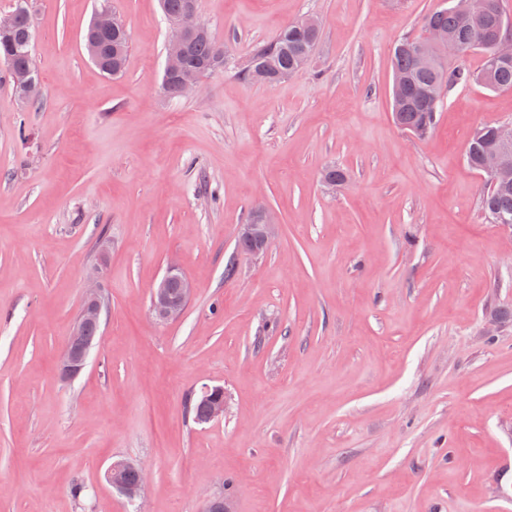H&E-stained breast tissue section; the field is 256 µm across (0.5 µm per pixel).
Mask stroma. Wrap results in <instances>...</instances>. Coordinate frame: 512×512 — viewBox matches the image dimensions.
<instances>
[{"instance_id":"stroma-1","label":"stroma","mask_w":512,"mask_h":512,"mask_svg":"<svg viewBox=\"0 0 512 512\" xmlns=\"http://www.w3.org/2000/svg\"><path fill=\"white\" fill-rule=\"evenodd\" d=\"M96 3L31 0L38 107L0 64V512H512V237L465 160L512 91L450 89L423 140L390 105L394 44L448 0H197L224 67L174 99L159 0H111L115 77L84 45ZM307 15L304 69L240 78ZM259 202L274 234L239 251ZM101 262L107 309L65 380ZM172 262L193 291L162 322ZM216 385L223 418L196 423ZM118 459L148 471L141 500L107 481ZM170 289L173 293H177L179 289V294L171 296ZM191 292L189 279L179 266L170 263L164 276L151 292V307L156 318L162 322L177 320L183 314ZM102 315L103 297L101 288L95 284L91 288H87L80 314L73 324L69 343L58 365L59 373L63 378H74L84 369L89 355V348L85 343L84 335L91 347L99 330V327L95 325L87 328L86 326L88 324H98L100 326Z\"/></svg>"}]
</instances>
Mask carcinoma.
I'll list each match as a JSON object with an SVG mask.
<instances>
[{"mask_svg":"<svg viewBox=\"0 0 512 512\" xmlns=\"http://www.w3.org/2000/svg\"><path fill=\"white\" fill-rule=\"evenodd\" d=\"M192 0H161L165 20H180L192 30L189 40L188 58L192 64L204 66L206 72H213L224 66V48L213 39L210 31L196 29L194 20L189 16ZM12 11L15 20L12 30L0 37V55L11 58L12 78L30 82L23 99L31 104L40 98V79L33 60L34 20L31 9L18 6L13 0ZM431 29L442 30L458 42L463 51L479 50L488 55L491 50L486 30L466 29L457 16L447 8L429 13L423 25V32ZM320 39V28L310 31L298 30L288 24L283 27L275 41L257 47L251 53L247 64L241 70L245 80L252 79V72L273 64L277 73L283 77L298 71L302 57L312 54ZM98 61L95 65L102 71L112 70V74L123 72L128 50L126 30L95 38ZM393 72L405 76L408 80L406 95L399 98L391 96V106L395 123L409 132L420 131L419 138L426 137L434 128L436 115L443 106L444 97L450 88L477 82L491 90H512V62L499 65L492 73L487 66L477 72L463 67L450 70L437 64L432 58L425 60L407 48V39L396 44L392 54ZM495 124L484 123L471 134L466 160L473 170H478L479 153L483 146L491 141ZM484 216L501 214L512 217V169L502 174L497 184L484 189L481 200Z\"/></svg>","mask_w":512,"mask_h":512,"instance_id":"cac0c4a2","label":"carcinoma"}]
</instances>
